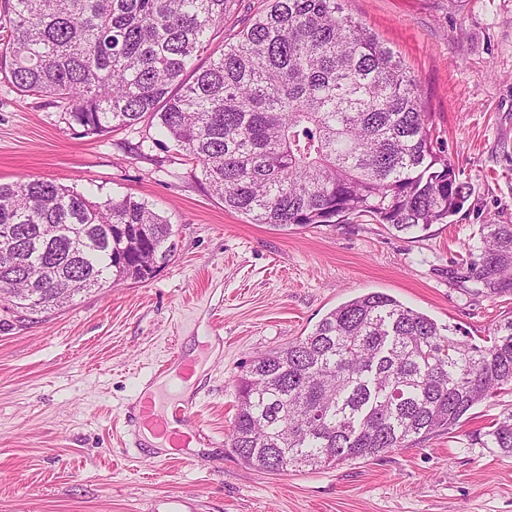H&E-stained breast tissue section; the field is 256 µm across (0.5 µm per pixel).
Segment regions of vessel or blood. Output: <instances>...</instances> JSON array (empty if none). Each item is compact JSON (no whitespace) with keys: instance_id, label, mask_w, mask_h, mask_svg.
I'll use <instances>...</instances> for the list:
<instances>
[{"instance_id":"vessel-or-blood-1","label":"vessel or blood","mask_w":512,"mask_h":512,"mask_svg":"<svg viewBox=\"0 0 512 512\" xmlns=\"http://www.w3.org/2000/svg\"><path fill=\"white\" fill-rule=\"evenodd\" d=\"M195 406V398L178 394L174 396L170 410L160 415L151 399L144 397L138 403V412L133 421L140 427L151 430L168 447L180 448L191 440L188 427L193 420L192 411Z\"/></svg>"}]
</instances>
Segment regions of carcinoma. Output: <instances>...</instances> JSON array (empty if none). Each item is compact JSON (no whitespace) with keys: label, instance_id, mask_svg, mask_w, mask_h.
Instances as JSON below:
<instances>
[{"label":"carcinoma","instance_id":"obj_1","mask_svg":"<svg viewBox=\"0 0 512 512\" xmlns=\"http://www.w3.org/2000/svg\"><path fill=\"white\" fill-rule=\"evenodd\" d=\"M239 0H0V76L67 104L86 136L147 117L200 165L224 207L278 229L368 218L446 224L470 188L434 138L416 79L342 0H269L205 65ZM470 277L512 292V224H486ZM172 224L132 196L99 202L44 178L0 183V334L81 293L153 279ZM26 288L38 299L8 296ZM512 386V315L483 344L371 292L236 379L230 448L276 473L332 468L451 432ZM487 444L512 453V412Z\"/></svg>","mask_w":512,"mask_h":512}]
</instances>
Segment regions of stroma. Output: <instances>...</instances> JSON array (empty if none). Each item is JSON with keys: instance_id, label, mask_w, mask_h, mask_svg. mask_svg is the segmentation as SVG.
<instances>
[{"instance_id": "1", "label": "stroma", "mask_w": 512, "mask_h": 512, "mask_svg": "<svg viewBox=\"0 0 512 512\" xmlns=\"http://www.w3.org/2000/svg\"><path fill=\"white\" fill-rule=\"evenodd\" d=\"M417 80L471 191L416 234L371 221L280 231L225 209L154 123L91 137L0 78V182L50 179L131 195L167 217L172 261L0 334V512H512V456L486 447L512 389L452 433L374 459L270 474L227 446L235 380L331 309L389 294L481 342L512 315L464 265L486 224H512V0H344ZM193 355L200 439L161 459L125 418L172 350Z\"/></svg>"}]
</instances>
